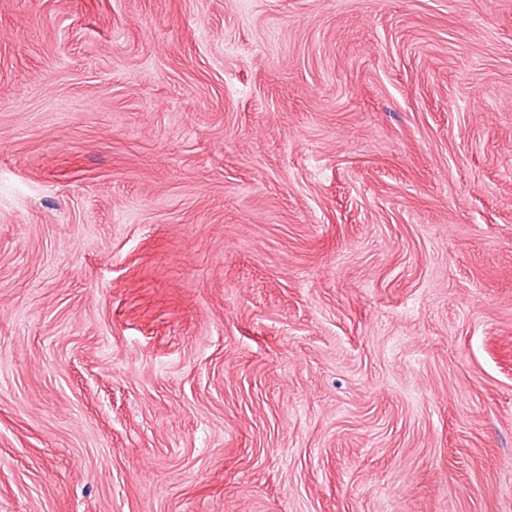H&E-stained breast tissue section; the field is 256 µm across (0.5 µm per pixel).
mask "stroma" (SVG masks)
<instances>
[{
  "mask_svg": "<svg viewBox=\"0 0 512 512\" xmlns=\"http://www.w3.org/2000/svg\"><path fill=\"white\" fill-rule=\"evenodd\" d=\"M0 512H512V0H0Z\"/></svg>",
  "mask_w": 512,
  "mask_h": 512,
  "instance_id": "obj_1",
  "label": "stroma"
}]
</instances>
